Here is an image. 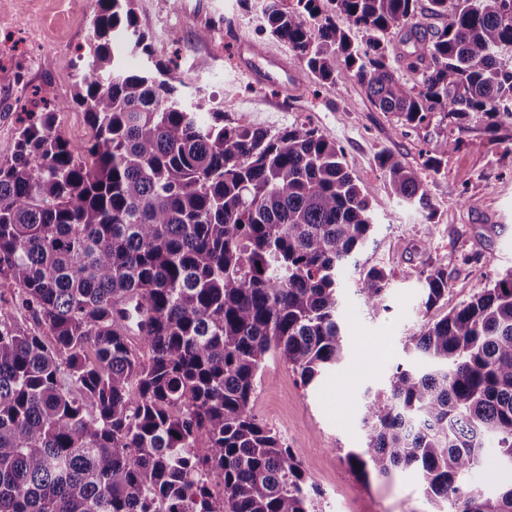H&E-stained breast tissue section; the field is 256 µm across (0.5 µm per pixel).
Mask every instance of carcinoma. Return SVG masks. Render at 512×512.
<instances>
[{"label":"carcinoma","mask_w":512,"mask_h":512,"mask_svg":"<svg viewBox=\"0 0 512 512\" xmlns=\"http://www.w3.org/2000/svg\"><path fill=\"white\" fill-rule=\"evenodd\" d=\"M134 4L96 0L71 100L23 113L0 161V512H319V489L252 396L270 354L305 386L346 358L340 276L371 238L369 202L309 123L273 134L201 111L152 61ZM261 7L306 76L331 88L342 61L404 126L437 111L460 129L512 124V0H429L447 23L428 36L418 0ZM393 31L422 45L404 53L410 88L389 58ZM128 52L151 63L133 69ZM72 106L86 142L57 124ZM458 148L443 140L426 165ZM378 165L391 195L432 218L416 171L390 152ZM387 283L363 268L356 292L385 310ZM421 288L428 312L448 273L430 268ZM411 342L431 363L366 391V447L349 466L416 469L447 512H512V485L488 496L468 480L488 434L512 466V270Z\"/></svg>","instance_id":"cac0c4a2"}]
</instances>
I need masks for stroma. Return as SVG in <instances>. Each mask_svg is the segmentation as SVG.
<instances>
[{
    "mask_svg": "<svg viewBox=\"0 0 512 512\" xmlns=\"http://www.w3.org/2000/svg\"><path fill=\"white\" fill-rule=\"evenodd\" d=\"M93 4L0 0V160L14 152L19 117L34 89L60 99L73 94L77 53L93 31ZM136 13L155 59L171 63L187 95L202 94L208 106L223 109L225 123L275 132L305 121L340 147L374 223L357 266L340 278L339 322L348 355L308 387L286 363L267 358L254 412L304 464L323 493V512H435L413 470L364 479L346 454L366 445L365 392L385 387L398 365H421L410 339L423 321L443 318L512 269V125L491 129L477 119L460 130L436 112L422 127H403L371 103L341 62L336 85L327 90L297 67L288 73L301 85L297 96L253 83L239 68L240 41L272 57H292L287 43L263 31L260 0H137ZM200 31L205 40L197 39ZM455 137L461 149L439 170L426 168L428 154ZM386 150L425 181L432 218L391 196L377 164ZM361 265L387 273L386 309L371 311L357 295ZM432 266L448 273V301L427 312L420 279Z\"/></svg>",
    "mask_w": 512,
    "mask_h": 512,
    "instance_id": "35a3bbf8",
    "label": "stroma"
}]
</instances>
